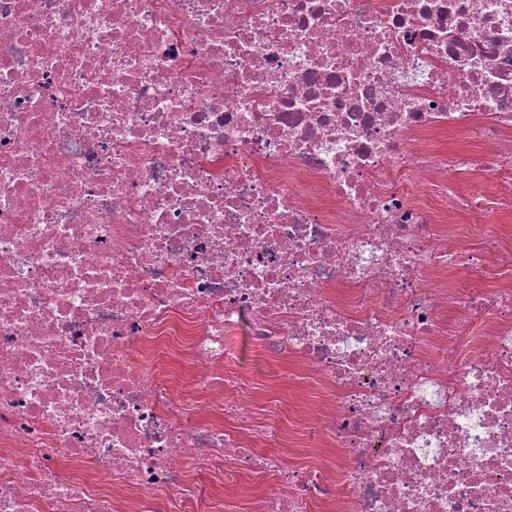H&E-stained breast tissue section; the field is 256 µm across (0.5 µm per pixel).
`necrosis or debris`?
<instances>
[{
  "label": "necrosis or debris",
  "instance_id": "obj_1",
  "mask_svg": "<svg viewBox=\"0 0 512 512\" xmlns=\"http://www.w3.org/2000/svg\"><path fill=\"white\" fill-rule=\"evenodd\" d=\"M452 172L512 176V0H0V512H168L208 457L276 482L182 512H512V237ZM243 328L328 455L198 411ZM477 180L465 174H449L448 182L454 184V189L440 203L459 215L465 229L474 224L512 233V221L505 223L512 216V178L489 180L480 191L473 186ZM496 280L497 277L494 273L464 270L458 273L457 281L462 288L474 292L491 288Z\"/></svg>",
  "mask_w": 512,
  "mask_h": 512
}]
</instances>
